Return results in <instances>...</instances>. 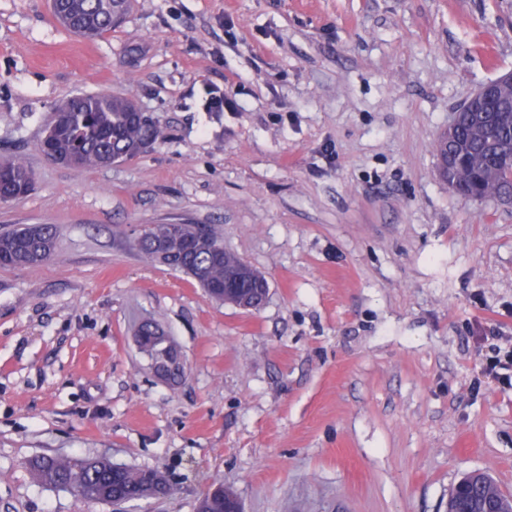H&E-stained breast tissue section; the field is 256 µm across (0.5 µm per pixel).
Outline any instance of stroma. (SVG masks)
Returning <instances> with one entry per match:
<instances>
[{
	"instance_id": "35a3bbf8",
	"label": "stroma",
	"mask_w": 512,
	"mask_h": 512,
	"mask_svg": "<svg viewBox=\"0 0 512 512\" xmlns=\"http://www.w3.org/2000/svg\"><path fill=\"white\" fill-rule=\"evenodd\" d=\"M512 72V0H132L85 40L50 0H0V160L32 191L0 231L53 224L55 254L0 267V512H112L28 463L88 455L167 475L126 512H448L483 471L512 495V204L436 174L435 141ZM231 100L203 108L209 87ZM133 98L158 130L95 170L47 160L69 97ZM206 224L260 271L245 310L132 247L145 224ZM152 319L184 374L158 379ZM158 325L152 321H147L140 326V330L145 333V341L140 345L141 351L145 353L152 361V364L161 363L170 368L175 360L172 356L173 345L167 336H155L152 334V327ZM509 368L512 370V349L506 351L503 355H501V350H498L495 356L487 359L484 373L489 379L512 387V375L508 376L499 372L500 370H508Z\"/></svg>"
}]
</instances>
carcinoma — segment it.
<instances>
[{
  "mask_svg": "<svg viewBox=\"0 0 512 512\" xmlns=\"http://www.w3.org/2000/svg\"><path fill=\"white\" fill-rule=\"evenodd\" d=\"M131 5V0H57V6L74 24L67 26L76 35L95 39L118 26ZM134 101L111 93L84 94L67 100L60 111L47 119L45 131L48 151L65 161L66 165L83 170L110 167L141 152L153 143L157 131L149 120L133 117ZM476 116L467 110L458 115L457 140L469 144L474 155L482 153L483 141L475 136ZM507 161L499 164L475 159L461 161L455 171L461 196L470 199L497 198L512 191V121L493 127ZM32 173L15 160L0 162V202L8 203L32 187ZM56 228L51 224H22L0 232V266L26 267L48 259L54 252ZM222 244L217 232L199 224H149L133 247L145 258L155 262L162 250L174 252L178 271L190 275L214 298L224 294V284L243 277V262L232 252L224 251L223 258L210 257L212 247ZM155 326L147 321L140 326L145 341L140 345L152 363L175 366L171 377L181 373L175 364L173 345L168 337L155 336ZM36 480L48 487L67 489L83 500L104 503L112 487V462L102 457L44 455L31 463ZM125 494L162 496L171 493L167 478L155 473L151 484L144 483L142 469L126 467L121 470ZM236 497L225 487L222 493H205L199 506L205 512H224V500Z\"/></svg>",
  "mask_w": 512,
  "mask_h": 512,
  "instance_id": "obj_1",
  "label": "carcinoma"
}]
</instances>
